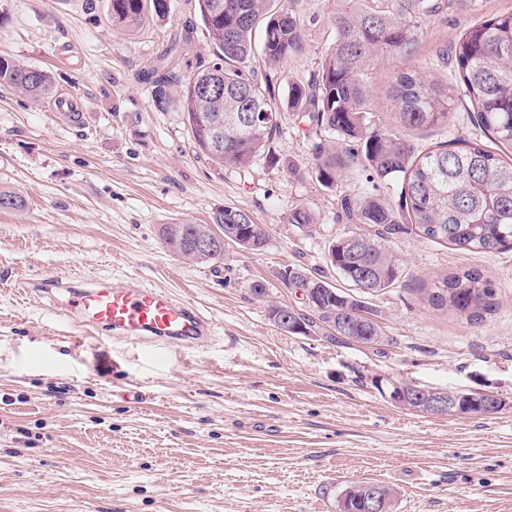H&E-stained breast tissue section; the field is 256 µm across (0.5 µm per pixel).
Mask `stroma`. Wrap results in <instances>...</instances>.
Masks as SVG:
<instances>
[{
    "mask_svg": "<svg viewBox=\"0 0 512 512\" xmlns=\"http://www.w3.org/2000/svg\"><path fill=\"white\" fill-rule=\"evenodd\" d=\"M442 2L412 60L382 59L368 75L381 128L395 126L397 72L416 67L447 83L440 54L470 25L512 12V0ZM169 3L167 17L123 30L109 0H0V57L52 80L38 101L0 86V191L24 200L0 210V512H337L353 482L390 488L397 512H512V248L475 253L398 235L403 275L367 299L379 345L279 331L269 303L304 307L279 269L321 270L345 288L326 264L329 244L349 230L338 201L373 186L355 171L332 189L312 180L304 129L288 117L270 149L299 174L261 156L216 169L176 103L140 79L163 55L183 75L212 59L200 31L190 50L168 55L197 18L195 0ZM299 9L305 53L285 66L251 60L281 95L317 70L332 42L327 0H299ZM63 95L77 120L51 111ZM472 130L459 106L447 125L411 138L430 150ZM227 205L264 227L262 251L228 243L221 267L196 266L159 237L161 225L207 224ZM300 206L317 215L313 232L289 224ZM471 268L492 280L497 302L473 324L429 300L437 278ZM48 273L167 289L215 334L192 352L151 357L141 344L79 335L47 299L23 292V280ZM256 280L268 297L250 293ZM379 375L491 391L505 407L415 412L379 393Z\"/></svg>",
    "mask_w": 512,
    "mask_h": 512,
    "instance_id": "1",
    "label": "stroma"
}]
</instances>
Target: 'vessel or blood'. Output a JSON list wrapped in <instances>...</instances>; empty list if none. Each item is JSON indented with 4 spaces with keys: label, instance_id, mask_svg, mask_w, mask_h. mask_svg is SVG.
<instances>
[{
    "label": "vessel or blood",
    "instance_id": "obj_1",
    "mask_svg": "<svg viewBox=\"0 0 512 512\" xmlns=\"http://www.w3.org/2000/svg\"><path fill=\"white\" fill-rule=\"evenodd\" d=\"M58 314L82 333L119 337L186 351L213 334V326L188 300L136 279L74 281L48 275L33 285Z\"/></svg>",
    "mask_w": 512,
    "mask_h": 512
}]
</instances>
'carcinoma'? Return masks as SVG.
I'll return each instance as SVG.
<instances>
[{"label": "carcinoma", "instance_id": "carcinoma-1", "mask_svg": "<svg viewBox=\"0 0 512 512\" xmlns=\"http://www.w3.org/2000/svg\"><path fill=\"white\" fill-rule=\"evenodd\" d=\"M333 4L332 44L321 66L305 83H294L284 99L276 97L269 79H260L248 66L261 51L273 66L286 64L306 50V24L298 0H197L213 60L187 75L163 65L167 56L180 54L192 43L187 28L160 64L144 71L141 80L163 98L171 89L190 128L196 147L220 170L245 168L265 151L287 112L307 126L311 168L315 180L331 189L342 173L360 164L374 184L398 181V209L377 194L344 195L339 218L363 227L332 241L326 263L355 288L350 294L326 281L322 273L299 265L291 273L296 288L320 290L322 310L301 315L307 326L324 330L339 323L342 310H357L358 299L397 283L403 274L392 239L407 230L431 242L468 251L497 252L512 244V13L494 15L466 28L452 49L451 67L458 79L441 86L419 69L399 72L389 89L398 127L405 130L446 125L457 102L473 107L471 123L491 141L487 149L478 137L456 138L454 148L424 152L403 134L381 128L371 112V67L381 58L410 59L419 48L423 30L440 8L437 0H330ZM112 24L131 28L143 15L168 13V0H110ZM12 87L34 100L51 91L47 72L0 58V85ZM217 112H267L269 118L224 128L221 147L209 138V117ZM289 223L308 230L318 224L308 208H294ZM243 225L240 246L263 250L265 229L249 212L226 206L210 224L179 222L160 227L170 252L193 265L224 263V245L191 256L183 250L187 237L199 232L224 231ZM495 289L477 269L446 276L431 294L432 304L449 308L470 321L494 311ZM353 336L382 341L379 325L367 318L352 319ZM372 487L361 482L345 488L338 512H360L363 493Z\"/></svg>", "mask_w": 512, "mask_h": 512}]
</instances>
